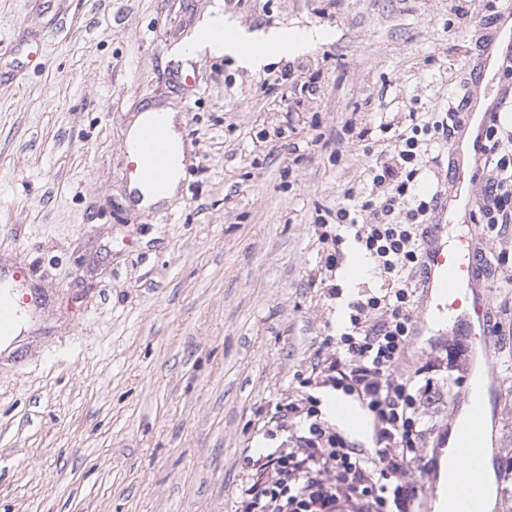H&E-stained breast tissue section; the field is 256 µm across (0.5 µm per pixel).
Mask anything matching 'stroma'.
Listing matches in <instances>:
<instances>
[{
  "label": "stroma",
  "mask_w": 512,
  "mask_h": 512,
  "mask_svg": "<svg viewBox=\"0 0 512 512\" xmlns=\"http://www.w3.org/2000/svg\"><path fill=\"white\" fill-rule=\"evenodd\" d=\"M502 0H0V267L29 272L38 309L0 354V512H235L245 458L294 395L343 305L378 287L328 271L318 214L369 195L356 129L427 119L463 96L501 99L512 74L474 80ZM250 31H330L247 70L173 61L213 8ZM177 112L192 151L177 195L129 205L123 152L147 108ZM422 183L452 193L448 143ZM340 287L341 298L328 294ZM496 338L497 501L512 512V272L485 281ZM426 410L420 512L479 370L465 331Z\"/></svg>",
  "instance_id": "35a3bbf8"
}]
</instances>
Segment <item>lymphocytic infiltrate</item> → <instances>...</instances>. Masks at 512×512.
Segmentation results:
<instances>
[{
  "instance_id": "f902f5d3",
  "label": "lymphocytic infiltrate",
  "mask_w": 512,
  "mask_h": 512,
  "mask_svg": "<svg viewBox=\"0 0 512 512\" xmlns=\"http://www.w3.org/2000/svg\"><path fill=\"white\" fill-rule=\"evenodd\" d=\"M447 117H412L392 149L374 151L361 129L357 139L373 152L369 169L375 197L346 192L334 213V244L352 233L372 261L384 291L362 292L347 304L348 321L332 353L315 363L300 390L278 404L270 423L288 435L287 447L248 460L250 475L238 492L237 512H410L418 488L412 468L425 466L424 418L440 388L429 361L408 374L397 368L413 337L421 275L423 224L434 198L420 192L426 137L449 136ZM491 124L483 166L487 200L476 223L502 232L512 223V151H502ZM331 388L359 402L372 416L373 442L350 441L322 417L318 392Z\"/></svg>"
}]
</instances>
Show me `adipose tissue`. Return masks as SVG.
Wrapping results in <instances>:
<instances>
[{
    "label": "adipose tissue",
    "mask_w": 512,
    "mask_h": 512,
    "mask_svg": "<svg viewBox=\"0 0 512 512\" xmlns=\"http://www.w3.org/2000/svg\"><path fill=\"white\" fill-rule=\"evenodd\" d=\"M203 28V35L196 38L201 50L215 56L233 57L243 67L251 70L261 68L273 57H289L305 52L324 37L323 32L318 29L294 35H287L277 30L256 36L225 18L223 12L218 9L213 10L212 14L206 18ZM156 119L164 122L172 163L164 183L151 184L136 179L131 180L129 186L131 201L141 209L163 204L173 198L184 174L185 145L176 130L174 114L166 112L159 115L149 111L142 113L138 121L139 124H143Z\"/></svg>",
    "instance_id": "1"
}]
</instances>
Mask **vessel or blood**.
I'll list each match as a JSON object with an SVG mask.
<instances>
[{
    "mask_svg": "<svg viewBox=\"0 0 512 512\" xmlns=\"http://www.w3.org/2000/svg\"><path fill=\"white\" fill-rule=\"evenodd\" d=\"M499 42L486 50L482 70L506 68L512 62V5L503 7L497 17ZM493 106L474 107L468 112L465 136H452L448 149V179L459 186L452 195H437L435 220L428 227L422 257V288L425 295L448 302L453 322L468 326L478 342V352L487 370L482 376L486 387H493L496 375L493 331L488 319L490 298L477 273L476 245L473 238L461 237L445 244L442 237L447 225L470 218L471 192L464 183L473 179L472 163L478 159L490 125ZM131 172L139 180L158 184L169 172L171 156L165 133L158 122L143 124L135 144ZM21 314L14 293L0 289V337L10 335ZM487 408L471 405L467 425L454 432L455 446L461 456L445 494L451 512H482L480 472L486 459L484 443Z\"/></svg>",
    "mask_w": 512,
    "mask_h": 512,
    "instance_id": "b4317fda",
    "label": "vessel or blood"
}]
</instances>
